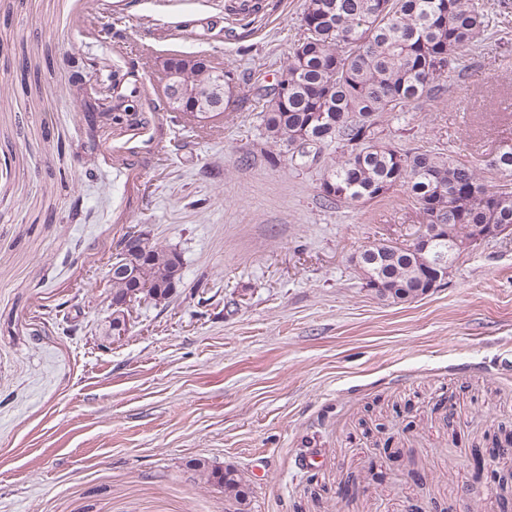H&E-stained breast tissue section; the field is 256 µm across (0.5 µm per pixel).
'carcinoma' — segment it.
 I'll use <instances>...</instances> for the list:
<instances>
[{
    "mask_svg": "<svg viewBox=\"0 0 512 512\" xmlns=\"http://www.w3.org/2000/svg\"><path fill=\"white\" fill-rule=\"evenodd\" d=\"M489 14L485 0H305L301 14L304 39L288 56L281 79L292 85L288 103L263 89L261 120L265 141L275 148L274 160L290 152L315 112L336 113V128L319 138L315 152L332 145L333 195L320 194L330 204L367 202L400 186L422 215L423 224H444L460 235L471 224H500L512 228V143L500 146L489 167L499 182L489 185L476 167L453 156L425 149L401 150L383 141L378 130L384 115L399 112L415 101L442 95L441 81L456 73L463 53L491 30L492 24L512 26V0H498ZM179 81L198 90L208 114L191 115L196 124L220 116L236 88L235 73L215 63L201 72L174 59ZM224 78V104L211 85ZM411 244L388 241L377 253L390 260L370 265L373 276L395 288L393 302L418 298V273ZM150 258L138 267V281L112 282V296L123 297L137 283L150 285L146 294L168 292L179 281L183 266L177 251L159 241ZM200 478L224 490L232 512H245L246 481L233 467L217 468L206 459L194 460Z\"/></svg>",
    "mask_w": 512,
    "mask_h": 512,
    "instance_id": "cac0c4a2",
    "label": "carcinoma"
}]
</instances>
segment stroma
Here are the masks:
<instances>
[{
  "instance_id": "obj_1",
  "label": "stroma",
  "mask_w": 512,
  "mask_h": 512,
  "mask_svg": "<svg viewBox=\"0 0 512 512\" xmlns=\"http://www.w3.org/2000/svg\"><path fill=\"white\" fill-rule=\"evenodd\" d=\"M239 3L108 0L105 34L87 0H0V512H227L197 458L244 475L248 512H501L512 476L472 455L512 429V234L426 296L377 299L350 257L412 240L419 213L400 187L325 204L330 152L269 162L258 89L302 39L304 0L246 22ZM175 53L237 72L205 127L163 108ZM461 65L379 128L493 184L512 30ZM115 73L137 112L87 122L77 102ZM132 226L180 253L183 281L111 345L107 263Z\"/></svg>"
}]
</instances>
